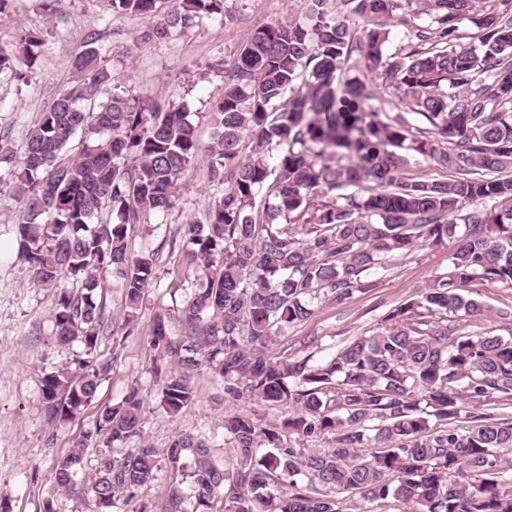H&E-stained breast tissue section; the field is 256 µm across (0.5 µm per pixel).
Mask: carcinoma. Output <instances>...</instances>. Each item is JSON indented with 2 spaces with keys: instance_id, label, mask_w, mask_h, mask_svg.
Here are the masks:
<instances>
[{
  "instance_id": "obj_1",
  "label": "carcinoma",
  "mask_w": 512,
  "mask_h": 512,
  "mask_svg": "<svg viewBox=\"0 0 512 512\" xmlns=\"http://www.w3.org/2000/svg\"><path fill=\"white\" fill-rule=\"evenodd\" d=\"M111 2L144 20L139 45L225 13V0ZM305 2L302 16L255 27L236 50L208 144L173 102L106 94L112 74L90 39L10 170L20 255L54 294V339L83 345L75 367L43 372L51 422L79 414L111 371L97 352L115 334L101 274L122 280L129 336L154 278L153 254L131 253L129 229L172 205L202 155L224 192L185 225L204 279L176 308L180 336L154 328L152 347L175 364L159 405L181 413L205 369L232 400L291 408L273 424L224 415L232 452L223 461L203 433L119 453L142 427L143 401L129 387L55 460L56 489L88 490L97 512H343L345 495L416 512H512V307L496 311L505 335L459 322L491 313L470 287L512 286V0ZM366 18L373 26L356 28ZM396 20L411 25L400 52L389 49ZM465 21L477 28L468 47ZM43 45L21 31L14 51L0 50V71L29 81ZM380 93L403 112L374 106ZM406 153L452 178L406 177ZM104 210L110 220L93 223ZM419 244L452 246L448 268L376 333L321 362L271 358L275 335L308 320L316 302L371 290L388 255ZM66 272L82 275L81 286H65ZM325 434L334 447H305ZM90 442L100 455L88 470ZM163 467L172 481L157 509L143 491Z\"/></svg>"
}]
</instances>
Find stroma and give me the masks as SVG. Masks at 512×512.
I'll return each mask as SVG.
<instances>
[{
  "instance_id": "stroma-1",
  "label": "stroma",
  "mask_w": 512,
  "mask_h": 512,
  "mask_svg": "<svg viewBox=\"0 0 512 512\" xmlns=\"http://www.w3.org/2000/svg\"><path fill=\"white\" fill-rule=\"evenodd\" d=\"M226 12L205 17L170 39L147 46L135 43L141 18L113 11L109 0H56L45 14L40 0H9L0 12V47L11 48L20 30L40 32L44 45L31 82L0 72V136L21 154L28 131L52 103L55 92L72 77L71 62L87 37H96L104 65L112 74L111 91L132 97L183 104L201 143L212 137L209 114L224 94V62L256 25L301 16L303 0H227ZM218 191L199 158L180 180L175 205L151 215L130 232L131 251L154 254L155 275L131 336L121 342L102 337L98 352L112 358L111 371L97 397L63 427L50 428L41 402L43 371L74 359L80 344L63 349L51 340L53 293L36 287L18 253L13 214L0 207V494L11 512H40L53 496L55 512H95L90 497L54 489V459L91 431L102 408L137 387L144 401L141 434L153 447L166 449L181 434L205 432L216 458L229 455L224 415L243 402L224 395V381L208 373L195 376V404L171 416L158 403L151 334L157 320L173 315L181 289L201 276L191 263V243L180 236L184 224L200 219ZM445 248L419 246L387 258L377 286L356 292L343 303L322 302L306 321L288 328L270 353L288 361L305 356L320 360L348 340L371 334L394 306L413 296L429 277L448 267ZM54 445H47L49 431Z\"/></svg>"
}]
</instances>
